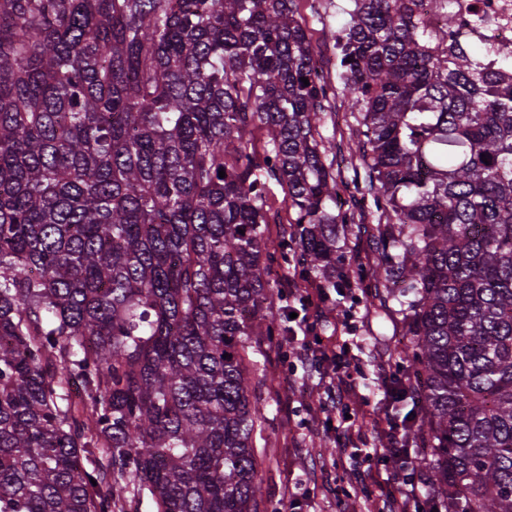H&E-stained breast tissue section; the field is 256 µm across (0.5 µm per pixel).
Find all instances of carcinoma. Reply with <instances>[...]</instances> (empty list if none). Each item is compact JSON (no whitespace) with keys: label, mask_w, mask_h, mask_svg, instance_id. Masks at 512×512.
Returning a JSON list of instances; mask_svg holds the SVG:
<instances>
[{"label":"carcinoma","mask_w":512,"mask_h":512,"mask_svg":"<svg viewBox=\"0 0 512 512\" xmlns=\"http://www.w3.org/2000/svg\"><path fill=\"white\" fill-rule=\"evenodd\" d=\"M298 2L0 0V512H268L247 342L288 331L271 265L351 287ZM352 2L353 186L373 276L406 284L426 496L512 512V81L418 0Z\"/></svg>","instance_id":"1"}]
</instances>
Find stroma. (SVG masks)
Wrapping results in <instances>:
<instances>
[{
  "label": "stroma",
  "instance_id": "stroma-1",
  "mask_svg": "<svg viewBox=\"0 0 512 512\" xmlns=\"http://www.w3.org/2000/svg\"><path fill=\"white\" fill-rule=\"evenodd\" d=\"M351 0H299L314 46L321 52L329 85L330 110L321 122L323 137L340 144L344 153L356 155L354 131L357 122L348 106L336 73V51L332 32L347 21ZM343 266L350 272H364L362 287L328 289L322 307L305 311L314 324V334L331 349H346L358 390L346 410L336 411L333 423L343 431L356 423L357 415L390 412L402 419L411 401L385 403L381 381L384 377L404 378L407 364L393 353L396 343L405 342V331L395 323L397 288L389 281L368 277L377 258L376 240L370 225L354 221L347 225L340 241ZM376 292L374 303H366V291ZM259 360L268 376L257 389L268 405L267 422L256 440L260 466L258 479L269 507L280 508L286 487L305 482L297 497L296 512H363L365 496L348 473L336 467L339 452L334 437L318 428L322 418V396L303 377L302 366L289 352L287 334L259 338L255 343Z\"/></svg>",
  "mask_w": 512,
  "mask_h": 512
}]
</instances>
